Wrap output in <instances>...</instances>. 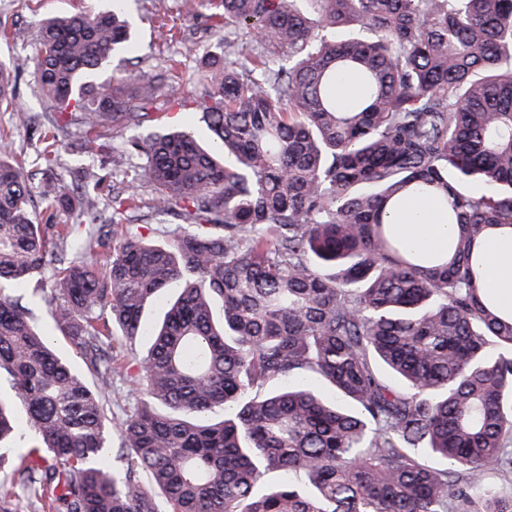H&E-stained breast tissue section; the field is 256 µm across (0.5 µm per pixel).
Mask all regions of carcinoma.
<instances>
[{"label":"carcinoma","mask_w":512,"mask_h":512,"mask_svg":"<svg viewBox=\"0 0 512 512\" xmlns=\"http://www.w3.org/2000/svg\"><path fill=\"white\" fill-rule=\"evenodd\" d=\"M219 8L216 23L264 46L246 45L244 74L205 58L219 67L201 109L208 141L188 125L129 143L154 215L183 216L168 242L139 238L127 188L112 187L98 223L94 175L77 198L43 178L50 207L78 223H38L32 176L0 145V472L34 512H512L487 481L512 478V314L484 295L476 254L512 226V0ZM125 9L43 22V155L63 117L101 140L108 122L153 117L161 93L184 99L165 70L93 83L132 50ZM348 74L361 93L344 101ZM417 196L455 225L442 254L406 249L386 221ZM74 238L95 264L68 260ZM49 268L52 287H37ZM38 301L96 384L32 324ZM154 301L168 307L146 331ZM143 334L132 375L112 341ZM114 374L138 393L121 421L102 400ZM25 432L50 464L16 453ZM271 470L285 480L261 493Z\"/></svg>","instance_id":"carcinoma-1"}]
</instances>
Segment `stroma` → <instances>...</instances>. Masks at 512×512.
Instances as JSON below:
<instances>
[{
  "label": "stroma",
  "mask_w": 512,
  "mask_h": 512,
  "mask_svg": "<svg viewBox=\"0 0 512 512\" xmlns=\"http://www.w3.org/2000/svg\"><path fill=\"white\" fill-rule=\"evenodd\" d=\"M219 0H130L128 10L133 24L134 53L113 58L109 68L100 71L96 79L109 81L113 70L137 69L152 71L164 68L170 59L181 61L184 74H192L201 66L202 55L222 53L240 71L252 67L250 56L224 49V31L211 27L209 17L217 12ZM108 0H39L32 8L21 7L19 0H0V29H6L8 39H0V60H22L23 68L14 70L13 103L0 107V136L11 146V156L34 162L43 149L39 124L45 103L35 81L34 69L28 60L37 52V35L42 21L53 16L79 10L99 11L107 8ZM175 23L182 36L196 48L195 55L182 53L179 43L168 41L159 18ZM131 130H107L103 142L88 140L78 123H71L59 146L50 169L62 175L71 194H80L87 172L101 179L103 191H111L113 181L133 186L141 197L142 206H149L151 190L139 182L136 159L127 150Z\"/></svg>",
  "instance_id": "obj_1"
}]
</instances>
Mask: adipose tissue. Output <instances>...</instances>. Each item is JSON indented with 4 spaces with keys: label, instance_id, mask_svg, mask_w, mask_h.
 I'll return each mask as SVG.
<instances>
[{
    "label": "adipose tissue",
    "instance_id": "adipose-tissue-1",
    "mask_svg": "<svg viewBox=\"0 0 512 512\" xmlns=\"http://www.w3.org/2000/svg\"><path fill=\"white\" fill-rule=\"evenodd\" d=\"M388 220L395 232L412 248L443 251L452 233L431 201L417 198L404 208L391 210ZM482 282L488 295L503 309L512 312V228L483 240Z\"/></svg>",
    "mask_w": 512,
    "mask_h": 512
}]
</instances>
